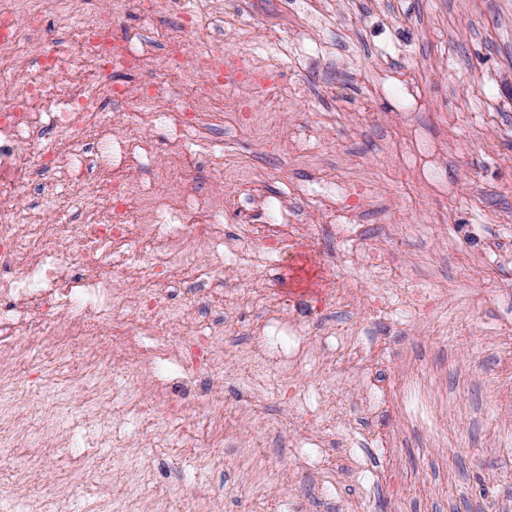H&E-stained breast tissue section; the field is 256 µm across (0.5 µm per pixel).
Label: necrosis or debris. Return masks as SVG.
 <instances>
[{"label":"necrosis or debris","instance_id":"obj_1","mask_svg":"<svg viewBox=\"0 0 512 512\" xmlns=\"http://www.w3.org/2000/svg\"><path fill=\"white\" fill-rule=\"evenodd\" d=\"M176 10L158 25L159 10ZM141 17L122 28L119 20ZM206 17L199 0H0V415L15 437L0 445L19 484L39 485L45 464L35 448L76 445L78 429L107 431L99 408L112 399L115 375L133 359L97 341L99 330L124 335L117 308L139 315L134 328H156L178 368L181 386L224 361V293L220 266L238 261L224 224L250 226L271 209L291 222L287 202L273 203L256 168L228 162L223 151L197 159L220 173L209 190L181 175L194 146L223 130L219 100L232 102L237 127L273 138L297 100L279 68L223 41L192 48ZM367 188L329 182L320 201L326 223H357ZM206 285L211 303L195 319L184 295L188 278ZM59 336L92 337L88 369L68 372L70 391L96 389L79 414L57 403L33 414L23 393L46 373L31 355L68 361ZM97 497L91 512H129L144 485L127 487L115 505L112 475L84 467Z\"/></svg>","mask_w":512,"mask_h":512}]
</instances>
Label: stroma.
<instances>
[{"instance_id":"obj_1","label":"stroma","mask_w":512,"mask_h":512,"mask_svg":"<svg viewBox=\"0 0 512 512\" xmlns=\"http://www.w3.org/2000/svg\"><path fill=\"white\" fill-rule=\"evenodd\" d=\"M212 0L226 48L278 60L304 96L275 139L236 133L224 106V153L257 161L265 189L320 225L305 192L323 179L373 189L358 233L382 255L376 270L332 268L348 242L281 234L278 268L250 261L224 274V371L190 395L181 426L208 425V399L224 402L214 469L184 450L150 463L153 494L173 512L192 498L222 512H512V0ZM286 29L287 43L260 42L256 24ZM420 92L414 113L428 145L442 144L432 193L412 172L401 115L378 80ZM327 128L320 161L289 165L294 129ZM397 274L403 292L424 291L438 308L404 324L373 313L375 288ZM255 283L261 301L240 307ZM327 316L310 336L287 385L257 365L263 313ZM140 434L119 421L68 458L45 446L41 490L72 485L74 512L93 488L76 483L86 459L108 470Z\"/></svg>"}]
</instances>
